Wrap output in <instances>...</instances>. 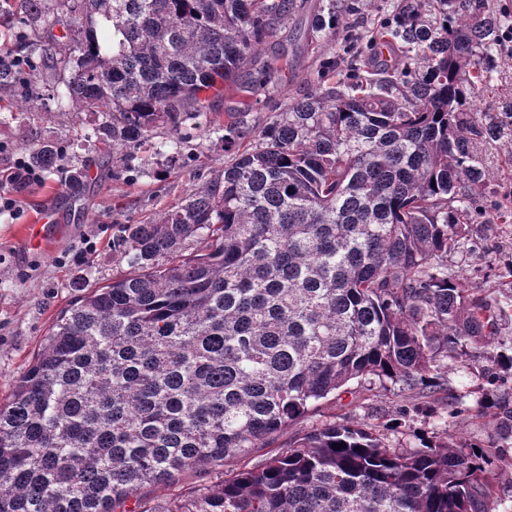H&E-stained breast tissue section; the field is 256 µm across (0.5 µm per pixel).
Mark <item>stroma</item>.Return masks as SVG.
Wrapping results in <instances>:
<instances>
[{
    "instance_id": "stroma-1",
    "label": "stroma",
    "mask_w": 512,
    "mask_h": 512,
    "mask_svg": "<svg viewBox=\"0 0 512 512\" xmlns=\"http://www.w3.org/2000/svg\"><path fill=\"white\" fill-rule=\"evenodd\" d=\"M327 0H305V7L266 47L274 62L268 93L245 114L249 126L263 125L281 111L289 94L308 90L324 55L334 43L328 32L315 33L311 24ZM62 76L44 66L33 85L36 111L17 119L0 109V191L9 190L5 176L14 161L27 158L28 144L53 143L61 152L56 165L42 179L23 189L20 210L0 214V400L27 370L48 330L61 311L90 289L110 283L126 265L112 249V240L125 224H141L160 211L179 205L228 158L224 150V122L239 111L243 93L209 94L207 118L185 117L179 131L156 125L151 143L115 150L90 138L101 122L97 112H68L56 94ZM512 98V56L502 55L489 86L476 91L474 104L490 111L503 98ZM179 135L183 151L173 160L154 154L152 142ZM486 171L482 199L488 212L512 201V140L479 145ZM59 218L46 225L43 239L31 240L33 224L49 206ZM448 266L464 287L477 294L512 295V223L473 224L462 249L449 255ZM481 359L464 356L445 375L438 412L453 439L485 446L495 441L491 422L476 412ZM406 400L398 389H357L322 401L317 410L295 425L273 434L252 449V461L270 457L316 424L347 416L375 421L394 418Z\"/></svg>"
}]
</instances>
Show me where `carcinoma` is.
<instances>
[{
    "mask_svg": "<svg viewBox=\"0 0 512 512\" xmlns=\"http://www.w3.org/2000/svg\"><path fill=\"white\" fill-rule=\"evenodd\" d=\"M315 22L342 33L310 90L261 127L228 113L224 148L249 140L180 205L112 240L127 270L65 309L0 401V512H492L497 450L448 429L335 418L226 474L251 449L354 382L430 398L469 349L476 404L512 444L508 306L448 268L485 218L479 143L512 126L472 107L497 67L505 16L488 0H397L372 31L362 4ZM60 27L0 59V89L40 63L69 72L61 96L100 112L97 142L137 146L201 114L200 94L239 90L297 0H3ZM45 170L53 145L28 147ZM343 444L339 449L334 444ZM480 453H475V450ZM205 470L216 481L149 504L147 484Z\"/></svg>",
    "mask_w": 512,
    "mask_h": 512,
    "instance_id": "cac0c4a2",
    "label": "carcinoma"
}]
</instances>
